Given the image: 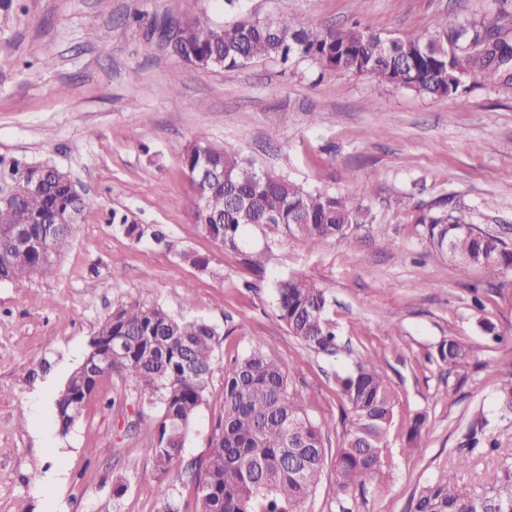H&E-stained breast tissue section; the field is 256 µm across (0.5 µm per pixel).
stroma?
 Instances as JSON below:
<instances>
[{"instance_id":"obj_1","label":"stroma","mask_w":512,"mask_h":512,"mask_svg":"<svg viewBox=\"0 0 512 512\" xmlns=\"http://www.w3.org/2000/svg\"><path fill=\"white\" fill-rule=\"evenodd\" d=\"M164 18L336 30L357 22L393 38L439 19L482 20L512 38V0H15L0 10V153L51 161L95 200L53 276L0 282V512H196L195 476L223 412L222 372L165 475L143 451L160 407L120 369L101 379L68 434L55 424L59 390L98 325L131 296L215 326L218 359L259 343L276 353L310 418L333 425L303 512H334L341 402L332 377L348 361L313 355L277 320L273 283L292 273L326 289L339 335L378 357L399 396L387 450L396 465L370 478L353 508L410 512L413 493L454 466L467 420L493 411L512 373V272L488 285L438 255L419 222L459 208L478 227L512 229V84L475 86L459 100L307 60L200 70L151 37ZM191 140L363 202L375 221L355 243L313 250L284 229H251L243 250L268 251L255 278L196 220L181 159ZM115 210L162 228L165 242H133L111 223ZM185 250L209 257L208 271L183 262ZM247 281L256 289H244ZM482 318L502 341L483 334ZM449 337L472 345L476 358L454 368L429 361ZM446 389L456 403L441 400ZM418 411L427 426L411 446Z\"/></svg>"}]
</instances>
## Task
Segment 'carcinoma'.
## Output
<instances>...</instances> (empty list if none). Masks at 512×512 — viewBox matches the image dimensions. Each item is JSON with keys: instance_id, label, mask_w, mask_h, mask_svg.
<instances>
[{"instance_id": "1", "label": "carcinoma", "mask_w": 512, "mask_h": 512, "mask_svg": "<svg viewBox=\"0 0 512 512\" xmlns=\"http://www.w3.org/2000/svg\"><path fill=\"white\" fill-rule=\"evenodd\" d=\"M176 46L180 55L205 70L239 68L258 59L285 66L304 59L324 70L366 74L430 97L460 95L478 78L512 81L511 41L491 36L483 24L450 27L446 20L438 21L426 37L388 38L359 26L324 31L253 20L212 27L190 19ZM182 164L192 180L199 169L214 172L206 190L195 193L196 217L217 247L240 253L241 263L255 273L264 272V253L240 248L255 224L281 226L312 250L329 239L350 242L355 231L374 223L363 204L260 170L225 146L190 141ZM0 183L16 186L14 195L0 198V237L20 227L31 240L23 256L0 257V282L53 274L72 241L61 222L91 209L94 199L76 195L69 173L51 162L14 155L0 154ZM420 222L436 252L479 269L488 280L512 271V244L468 223L462 212L429 215ZM112 223L135 242L147 233L162 238V232L137 223L126 212L112 211ZM275 295L277 319L307 350L326 359L344 354L350 360L335 378L351 423L336 448L334 502L339 512H353L350 503L365 495L366 479L388 463L396 392L374 355L341 345L328 295L319 284L290 275L275 281ZM218 336L203 320L178 319L159 304L130 298L100 323L89 354L105 357L110 343L123 340L124 351L115 355L121 369L143 390L160 393V416L155 426L145 429L143 451L162 473L179 456L215 371L224 372V412L198 476L199 512H303L321 481L324 429L329 424L309 417L302 397L289 391V372L272 350L258 345L221 364L215 356ZM474 357L471 347L454 338L442 340L434 355L448 367ZM110 372L112 367L103 366L91 376L79 367L70 374L56 399L60 434L70 431L100 378ZM495 408L502 417L512 416L511 376L498 387ZM492 428L487 413L476 410L462 435L465 454L456 464L467 466L474 453L497 456L500 473L485 492L470 495L460 488L455 473L443 470L420 489L410 512H512V441L502 443Z\"/></svg>"}]
</instances>
